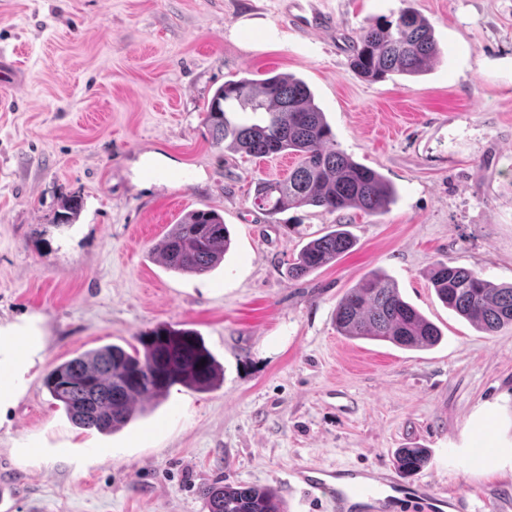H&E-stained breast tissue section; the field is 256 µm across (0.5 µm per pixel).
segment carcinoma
I'll return each mask as SVG.
<instances>
[{
    "label": "carcinoma",
    "instance_id": "carcinoma-1",
    "mask_svg": "<svg viewBox=\"0 0 512 512\" xmlns=\"http://www.w3.org/2000/svg\"><path fill=\"white\" fill-rule=\"evenodd\" d=\"M438 54L430 23L414 11L368 20L352 46L351 65L362 77L379 81L393 73L415 75ZM216 145L263 158L283 152L299 162L285 180L260 179L255 202L270 215L302 206L327 212L350 208L382 214L396 190L377 171L330 146L332 129L308 85L279 75L261 82L229 80L211 98L206 112ZM82 209L78 197L62 201L56 226H71ZM231 245L224 218L199 209L171 225L152 254L166 269L202 275L224 260ZM354 246L350 233L336 228L308 241L288 265L299 280L336 261ZM431 283L439 300L460 317L492 334L512 326V285L498 287L475 272L444 261L434 264ZM336 330L343 336L425 348L441 337L437 326L406 302L397 284L373 273L348 289L336 306ZM125 350L108 345L50 369L43 379L53 400L77 427L102 434L126 427L152 412L170 388L182 384L212 389L223 368L191 330H155ZM423 448H402L404 475L428 463ZM207 512H284L269 488L215 481L201 489Z\"/></svg>",
    "mask_w": 512,
    "mask_h": 512
}]
</instances>
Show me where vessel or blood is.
I'll list each match as a JSON object with an SVG mask.
<instances>
[{"label": "vessel or blood", "mask_w": 512, "mask_h": 512, "mask_svg": "<svg viewBox=\"0 0 512 512\" xmlns=\"http://www.w3.org/2000/svg\"><path fill=\"white\" fill-rule=\"evenodd\" d=\"M293 22L299 31L308 34L325 35L333 27L332 19L317 10L294 15ZM293 475L307 489L325 495L333 512H391L397 492L403 493L410 512H444L448 506L447 494L427 483L405 492L396 480L369 468L347 470L345 476L350 483L342 488L336 485L337 472L330 469L302 466Z\"/></svg>", "instance_id": "vessel-or-blood-1"}]
</instances>
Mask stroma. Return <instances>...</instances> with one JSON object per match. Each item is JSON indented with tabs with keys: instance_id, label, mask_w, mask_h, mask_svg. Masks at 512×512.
<instances>
[{
	"instance_id": "35a3bbf8",
	"label": "stroma",
	"mask_w": 512,
	"mask_h": 512,
	"mask_svg": "<svg viewBox=\"0 0 512 512\" xmlns=\"http://www.w3.org/2000/svg\"><path fill=\"white\" fill-rule=\"evenodd\" d=\"M287 0H10L0 48L26 80L0 111V339L39 335L0 411L9 512H206L202 485L268 487L285 512H331L298 464L425 479L466 512H512V326L489 334L449 310L436 261L512 285V0H315L334 30H294ZM413 9L439 55L416 77H361L350 42L367 18ZM304 81L338 150L379 172L387 212L294 207L268 215L257 179L296 158L212 142L224 81ZM81 197L73 226L63 199ZM220 213L223 262L176 274L151 257L187 213ZM345 225L355 247L305 278L289 263ZM379 271L441 331L427 349L341 336L336 304ZM190 329L224 368L209 391L173 385L149 415L84 432L42 380L53 366L154 330ZM426 449L420 475L396 453ZM34 448L37 458L17 451Z\"/></svg>"
}]
</instances>
